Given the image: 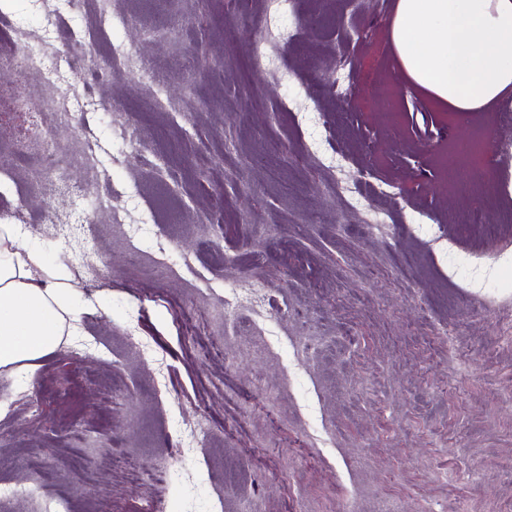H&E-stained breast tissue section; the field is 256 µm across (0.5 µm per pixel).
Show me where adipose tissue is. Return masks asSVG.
Segmentation results:
<instances>
[{"label":"adipose tissue","mask_w":512,"mask_h":512,"mask_svg":"<svg viewBox=\"0 0 512 512\" xmlns=\"http://www.w3.org/2000/svg\"><path fill=\"white\" fill-rule=\"evenodd\" d=\"M388 38L405 79L446 111L512 100V0H396ZM67 271L0 219V375L30 380L83 310Z\"/></svg>","instance_id":"1"}]
</instances>
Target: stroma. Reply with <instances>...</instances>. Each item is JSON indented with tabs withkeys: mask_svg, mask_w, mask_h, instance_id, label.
<instances>
[{
	"mask_svg": "<svg viewBox=\"0 0 512 512\" xmlns=\"http://www.w3.org/2000/svg\"><path fill=\"white\" fill-rule=\"evenodd\" d=\"M392 3L295 0L264 69L268 0H84L49 38L105 75L71 124L40 115L72 159L57 169L17 151L29 118L0 107V218L94 310L28 383L0 376V488L19 490L0 512H512V229L463 224L479 207L512 222L484 180L512 169V134L400 77ZM8 10L0 87L50 98L11 65L45 7ZM477 130L497 149L474 167L452 147ZM90 149L102 163L76 164ZM382 192L392 220L363 232ZM451 237L496 260L497 294L449 266ZM243 280L268 303L225 319Z\"/></svg>",
	"mask_w": 512,
	"mask_h": 512,
	"instance_id": "obj_1",
	"label": "stroma"
}]
</instances>
